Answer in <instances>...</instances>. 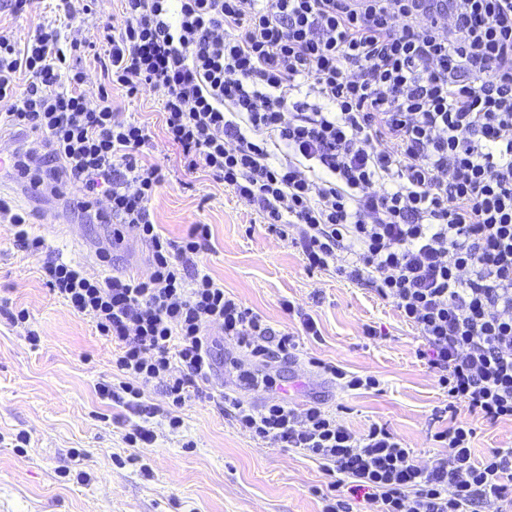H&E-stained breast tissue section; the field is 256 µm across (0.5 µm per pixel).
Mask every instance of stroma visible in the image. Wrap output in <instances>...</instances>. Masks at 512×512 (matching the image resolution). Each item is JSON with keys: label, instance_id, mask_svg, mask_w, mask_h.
<instances>
[{"label": "stroma", "instance_id": "35a3bbf8", "mask_svg": "<svg viewBox=\"0 0 512 512\" xmlns=\"http://www.w3.org/2000/svg\"><path fill=\"white\" fill-rule=\"evenodd\" d=\"M120 118L136 119L163 138L161 98L151 90L112 92ZM167 180L150 209L169 238L188 225L206 224L211 239L198 267L225 291L259 313L274 329H298L281 306L288 299L317 320L321 334L300 339L295 355L267 368L288 389V401L322 403L352 432L387 426L432 464L439 451L430 433L432 413L446 395L418 355L423 341L392 303L334 271L308 273L302 254L269 233L260 217L204 172L186 173L174 154L157 151ZM0 199L25 212L45 245L29 252L14 241L13 225L0 222V512H322L319 492L331 477L321 462L241 430L216 401L192 400L170 429L165 413L148 420L126 405L102 398L98 387L118 383L116 355L89 317L74 314L41 278L44 262L60 257L92 264L99 273L149 267V248L112 250L108 224L76 223L62 200L29 187L14 173L0 175ZM27 310V323L11 319ZM378 337L365 336L366 326ZM39 340L32 343L27 332ZM331 361L376 376V390L344 391L310 366ZM146 423L156 438L129 445L133 425Z\"/></svg>", "mask_w": 512, "mask_h": 512}]
</instances>
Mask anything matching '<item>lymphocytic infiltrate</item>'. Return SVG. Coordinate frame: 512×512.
<instances>
[{
	"label": "lymphocytic infiltrate",
	"mask_w": 512,
	"mask_h": 512,
	"mask_svg": "<svg viewBox=\"0 0 512 512\" xmlns=\"http://www.w3.org/2000/svg\"><path fill=\"white\" fill-rule=\"evenodd\" d=\"M119 18L81 31L95 0H58L61 25L0 27V126L34 135L13 152L19 178L64 199L113 240L151 248L146 276H102L50 261L46 284L115 344L117 387L153 415L140 382L160 378L171 416L209 399L219 325L261 363L319 336L277 331L199 271L205 224L173 240L150 203L166 181L148 126L119 118L112 86L162 97L165 144L300 248L307 271L334 270L387 300L423 340L448 400L419 465L403 438L362 434L315 404L225 396L242 430L298 448L336 473L323 512H492L512 498V448L475 458L472 417L512 421V0H122ZM107 79L96 99L84 58Z\"/></svg>",
	"instance_id": "1"
}]
</instances>
